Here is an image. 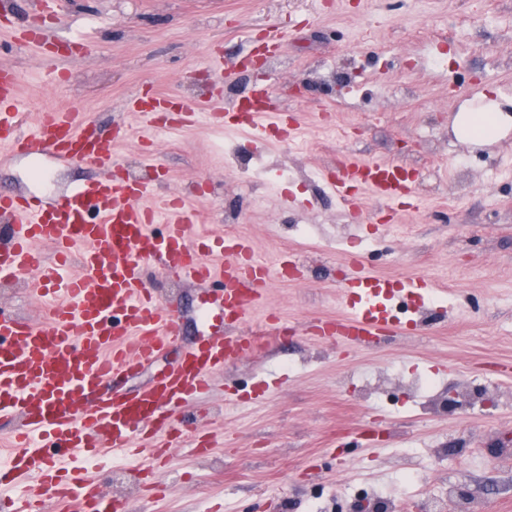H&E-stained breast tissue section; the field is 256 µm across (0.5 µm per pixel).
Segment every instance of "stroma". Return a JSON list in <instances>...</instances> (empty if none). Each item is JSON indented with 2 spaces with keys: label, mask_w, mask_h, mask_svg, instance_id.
<instances>
[{
  "label": "stroma",
  "mask_w": 512,
  "mask_h": 512,
  "mask_svg": "<svg viewBox=\"0 0 512 512\" xmlns=\"http://www.w3.org/2000/svg\"><path fill=\"white\" fill-rule=\"evenodd\" d=\"M12 30L0 29V64L20 74L29 115L78 105L107 130L123 174L152 177L142 157L134 94L154 89L208 112L269 89L304 130L301 147L272 140L253 149L249 131L201 124L163 130L152 149L162 192L198 209L195 232L242 236L274 266L292 255L299 275L273 283L266 311L301 327L336 316L350 255L402 280L428 273L439 285L431 317L412 336H381L356 349L304 332L264 337L218 375L211 396L186 417L214 431L210 455L175 448L170 494L132 488L125 512H313L316 494L353 502L361 487L446 512H512V126L476 144L454 130L481 96L512 108V0H58L56 44L42 63L14 33L29 0H15ZM276 24L284 48L256 59L243 32ZM95 41L90 51L82 38ZM237 62L232 77L212 55ZM63 71L46 84L44 75ZM398 161L416 178L421 206L367 200L373 225L354 222L325 180L338 154ZM33 182L26 154H0V190L61 196L94 175L45 157ZM290 178L273 190L281 172ZM297 206L285 208L281 194ZM181 316L178 342L157 361L174 364L205 329L207 288L168 275L149 278ZM400 375L391 400L362 397L363 381ZM425 375L455 393L458 407L429 412L406 382ZM417 472L421 485L403 480Z\"/></svg>",
  "instance_id": "35a3bbf8"
}]
</instances>
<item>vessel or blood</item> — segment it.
<instances>
[{"instance_id": "obj_1", "label": "vessel or blood", "mask_w": 512, "mask_h": 512, "mask_svg": "<svg viewBox=\"0 0 512 512\" xmlns=\"http://www.w3.org/2000/svg\"><path fill=\"white\" fill-rule=\"evenodd\" d=\"M54 16L55 0H38L28 19V40L38 53L47 51L46 29ZM18 87L17 71L0 65V147L87 163L100 174L59 198L0 191V220L15 227L0 243V279L27 274L34 296L47 297L51 283L65 294L42 320L0 310V415L19 420L11 460L27 482L20 497L0 496V512H118L119 503L93 491L84 461L119 451L138 474L159 472L172 448L196 442L189 421L176 419L177 410L253 348L252 337L217 329L135 395L114 393V378L140 374L180 335L177 312L153 297L145 268L218 287L228 325L246 323L285 269L261 262L251 241L237 237L223 239L224 263L213 266L209 246L190 236L195 210L160 194L155 180L120 176L111 138L78 108L46 109L25 126ZM255 96L260 103L249 112L231 103L213 110L210 121L250 127L257 146L269 132L296 136L298 124L273 107L267 89ZM165 102L159 93L130 98L128 109L140 116L144 141H151ZM327 179L357 219L365 216L368 195L419 204L413 180L393 162L347 160ZM43 245L53 248V262L44 261ZM347 286L340 314L307 323L306 334L355 347L394 330L410 334L395 308L421 292L434 299L438 288L423 275L396 281L375 274L356 255Z\"/></svg>"}]
</instances>
